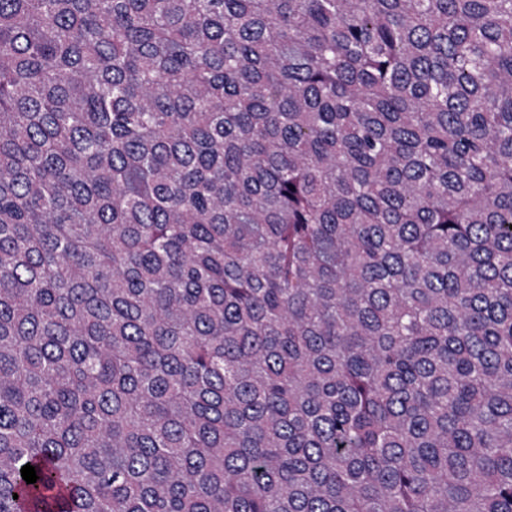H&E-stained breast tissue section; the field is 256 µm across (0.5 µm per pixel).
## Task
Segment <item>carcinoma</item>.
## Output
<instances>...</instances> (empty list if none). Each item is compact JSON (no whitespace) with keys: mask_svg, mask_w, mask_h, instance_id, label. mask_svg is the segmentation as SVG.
Returning a JSON list of instances; mask_svg holds the SVG:
<instances>
[{"mask_svg":"<svg viewBox=\"0 0 512 512\" xmlns=\"http://www.w3.org/2000/svg\"><path fill=\"white\" fill-rule=\"evenodd\" d=\"M0 512H512V0H0Z\"/></svg>","mask_w":512,"mask_h":512,"instance_id":"1","label":"carcinoma"}]
</instances>
